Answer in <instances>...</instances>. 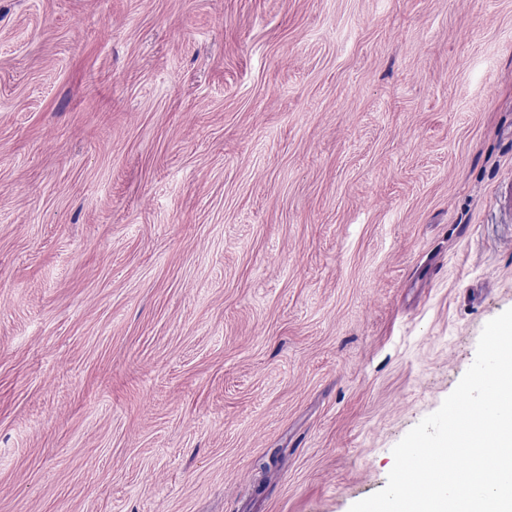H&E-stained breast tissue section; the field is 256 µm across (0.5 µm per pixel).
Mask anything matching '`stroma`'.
I'll return each mask as SVG.
<instances>
[{
    "instance_id": "1",
    "label": "stroma",
    "mask_w": 512,
    "mask_h": 512,
    "mask_svg": "<svg viewBox=\"0 0 512 512\" xmlns=\"http://www.w3.org/2000/svg\"><path fill=\"white\" fill-rule=\"evenodd\" d=\"M512 308V0H0V512H349Z\"/></svg>"
}]
</instances>
